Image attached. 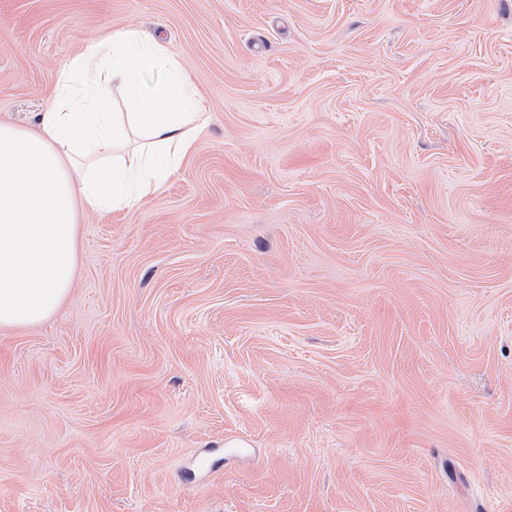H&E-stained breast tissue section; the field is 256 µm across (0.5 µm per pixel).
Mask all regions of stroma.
<instances>
[{
	"instance_id": "obj_1",
	"label": "stroma",
	"mask_w": 512,
	"mask_h": 512,
	"mask_svg": "<svg viewBox=\"0 0 512 512\" xmlns=\"http://www.w3.org/2000/svg\"><path fill=\"white\" fill-rule=\"evenodd\" d=\"M119 29L210 124L0 329V512H512V0H0V122Z\"/></svg>"
}]
</instances>
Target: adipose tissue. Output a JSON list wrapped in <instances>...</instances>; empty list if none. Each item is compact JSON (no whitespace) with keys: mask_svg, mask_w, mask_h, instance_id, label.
Returning a JSON list of instances; mask_svg holds the SVG:
<instances>
[{"mask_svg":"<svg viewBox=\"0 0 512 512\" xmlns=\"http://www.w3.org/2000/svg\"><path fill=\"white\" fill-rule=\"evenodd\" d=\"M146 73L161 79L145 84ZM112 87L124 111H114ZM208 123L167 47L132 29L91 41L67 64L39 131L0 123V329L40 324L65 301L77 274L78 207L142 203Z\"/></svg>","mask_w":512,"mask_h":512,"instance_id":"1","label":"adipose tissue"}]
</instances>
